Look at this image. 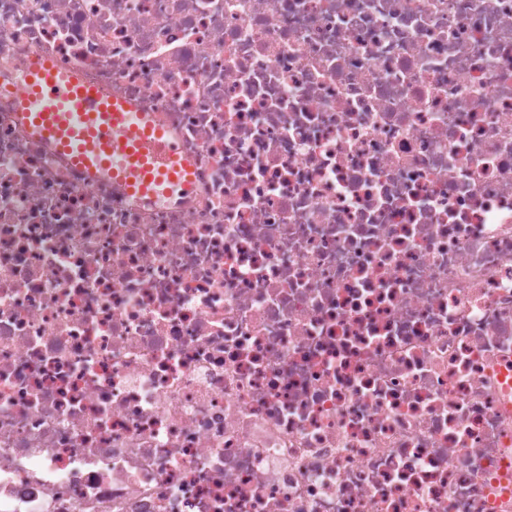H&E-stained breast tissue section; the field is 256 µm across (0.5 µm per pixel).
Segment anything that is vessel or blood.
<instances>
[{"label": "vessel or blood", "instance_id": "1", "mask_svg": "<svg viewBox=\"0 0 512 512\" xmlns=\"http://www.w3.org/2000/svg\"><path fill=\"white\" fill-rule=\"evenodd\" d=\"M18 99L26 127L89 173L104 172L130 194L176 199L193 187L178 143L127 102L37 63Z\"/></svg>", "mask_w": 512, "mask_h": 512}]
</instances>
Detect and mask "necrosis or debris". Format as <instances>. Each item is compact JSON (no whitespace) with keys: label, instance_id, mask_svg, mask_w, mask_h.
Masks as SVG:
<instances>
[{"label":"necrosis or debris","instance_id":"4bbe7bcc","mask_svg":"<svg viewBox=\"0 0 512 512\" xmlns=\"http://www.w3.org/2000/svg\"><path fill=\"white\" fill-rule=\"evenodd\" d=\"M38 58L193 169L22 123ZM512 0H0V512H512ZM18 99L26 127L95 175L105 172L131 195L177 199L193 178L178 143L144 112L112 99L47 60L24 79ZM159 161V162H158Z\"/></svg>","mask_w":512,"mask_h":512}]
</instances>
